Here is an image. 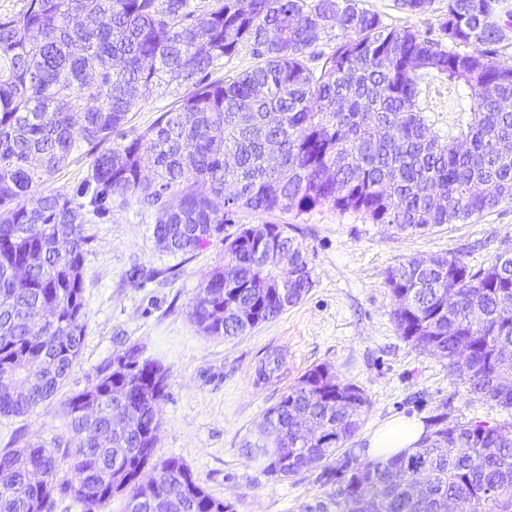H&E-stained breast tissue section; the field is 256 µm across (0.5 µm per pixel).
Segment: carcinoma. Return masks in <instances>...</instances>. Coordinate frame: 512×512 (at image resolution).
<instances>
[{
    "instance_id": "1",
    "label": "carcinoma",
    "mask_w": 512,
    "mask_h": 512,
    "mask_svg": "<svg viewBox=\"0 0 512 512\" xmlns=\"http://www.w3.org/2000/svg\"><path fill=\"white\" fill-rule=\"evenodd\" d=\"M437 30L391 27L360 0H216L199 14L190 0H27L0 16V416L49 401L84 342L85 205L44 189L82 143L94 154L91 205L136 198L157 213L153 235L174 255L221 235L229 242L236 280L214 269L189 312L210 337L242 335L313 286L289 225L226 233L241 213L330 206L412 235L512 204V153L500 150L512 143V0H446ZM243 48L251 69L211 79L217 61ZM434 82L466 94L446 131L426 102ZM173 84L183 95L145 132L146 150L121 142L130 112ZM270 248L288 252V268ZM386 284L405 302L393 312L399 335L442 350L472 398L512 410V357H502L512 351V254L479 268L455 254L412 256ZM47 306L53 319L36 322ZM464 342L463 368L455 353ZM120 384L143 398L124 404L118 429ZM166 389L161 363L126 349L62 404L74 443L0 453V512H43L58 491L82 512H108L116 498L121 512H232L181 460L156 458ZM369 407L362 389L315 366L268 409L265 440L244 447L280 479L315 461L336 482L339 512H444L450 497L459 512H512V426L450 424L444 402L411 451L361 461L345 443ZM307 421L321 441H302ZM62 462L70 478L59 481ZM149 465L159 480L143 483Z\"/></svg>"
}]
</instances>
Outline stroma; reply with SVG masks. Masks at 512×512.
<instances>
[{
	"instance_id": "1",
	"label": "stroma",
	"mask_w": 512,
	"mask_h": 512,
	"mask_svg": "<svg viewBox=\"0 0 512 512\" xmlns=\"http://www.w3.org/2000/svg\"><path fill=\"white\" fill-rule=\"evenodd\" d=\"M387 25L426 31L436 26L443 0L415 14L398 0H361ZM159 91L129 116L126 140L142 136L178 97ZM93 157L78 146L66 167L46 184L85 203L87 239L83 267L86 332L68 378L51 401L19 417L0 416V450L17 441L68 439L57 413L61 401L93 383L100 370L132 345L162 361L167 396L160 405L157 454L182 460L213 497L234 512H337L336 487L318 470L295 479L264 475L242 448L267 410L308 369L325 365L357 385L371 401L350 440L363 448L375 430L394 418L427 420L440 404L455 423L512 422V411L473 401L448 362L414 349L399 335L395 301L385 283L389 268L410 256L457 253L479 267L512 242V204L470 224H446L424 234H397L324 206L276 215L306 247L313 286L276 319L234 338L203 335L189 311L206 276L225 263L222 239L189 254L156 244L157 215L135 198L91 207L87 184ZM279 368L264 376L269 360Z\"/></svg>"
}]
</instances>
